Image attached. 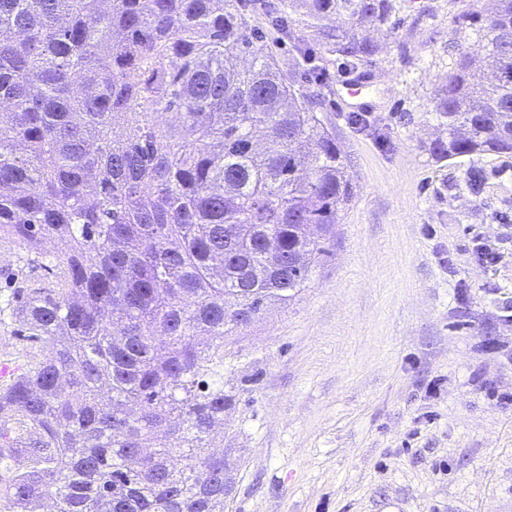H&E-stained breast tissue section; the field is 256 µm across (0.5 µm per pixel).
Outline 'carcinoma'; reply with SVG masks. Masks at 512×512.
I'll return each mask as SVG.
<instances>
[{
  "label": "carcinoma",
  "instance_id": "carcinoma-1",
  "mask_svg": "<svg viewBox=\"0 0 512 512\" xmlns=\"http://www.w3.org/2000/svg\"><path fill=\"white\" fill-rule=\"evenodd\" d=\"M433 104L436 161L512 152V0ZM241 0H0V239L69 246L18 323L50 345L0 385V512H224V338L306 287L354 195L336 138ZM397 0H272L352 65ZM342 17V24L324 20ZM176 115L161 129L157 115Z\"/></svg>",
  "mask_w": 512,
  "mask_h": 512
}]
</instances>
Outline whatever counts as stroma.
<instances>
[{
    "label": "stroma",
    "mask_w": 512,
    "mask_h": 512,
    "mask_svg": "<svg viewBox=\"0 0 512 512\" xmlns=\"http://www.w3.org/2000/svg\"><path fill=\"white\" fill-rule=\"evenodd\" d=\"M469 7L494 3L405 0L354 69L319 46L309 64L246 4L280 68L321 94L356 193L300 296L224 349L237 403L213 447L240 458L224 512H512V154L427 152L437 90L484 43L454 23ZM63 250L0 241V363L48 354L15 316Z\"/></svg>",
    "instance_id": "35a3bbf8"
}]
</instances>
